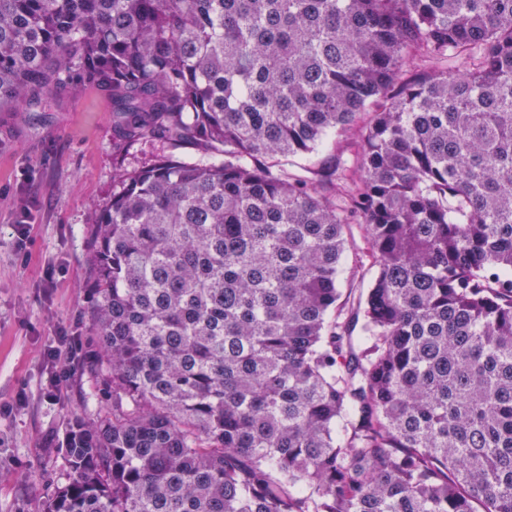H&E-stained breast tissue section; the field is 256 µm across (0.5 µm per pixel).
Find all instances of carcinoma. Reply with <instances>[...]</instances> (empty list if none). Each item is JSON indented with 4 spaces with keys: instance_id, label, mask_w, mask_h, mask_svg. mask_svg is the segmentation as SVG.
<instances>
[{
    "instance_id": "1",
    "label": "carcinoma",
    "mask_w": 512,
    "mask_h": 512,
    "mask_svg": "<svg viewBox=\"0 0 512 512\" xmlns=\"http://www.w3.org/2000/svg\"><path fill=\"white\" fill-rule=\"evenodd\" d=\"M67 68L159 149L43 512H512V0H0V106Z\"/></svg>"
}]
</instances>
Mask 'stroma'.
<instances>
[{"label":"stroma","mask_w":512,"mask_h":512,"mask_svg":"<svg viewBox=\"0 0 512 512\" xmlns=\"http://www.w3.org/2000/svg\"><path fill=\"white\" fill-rule=\"evenodd\" d=\"M154 150L128 147L111 90L77 73L62 74L46 111L0 112V512H42L66 479L68 423L112 411L111 399L92 398L89 372L56 382L50 352L62 332L95 348L88 216L110 198L116 160ZM19 222L30 226L22 249Z\"/></svg>","instance_id":"1"}]
</instances>
